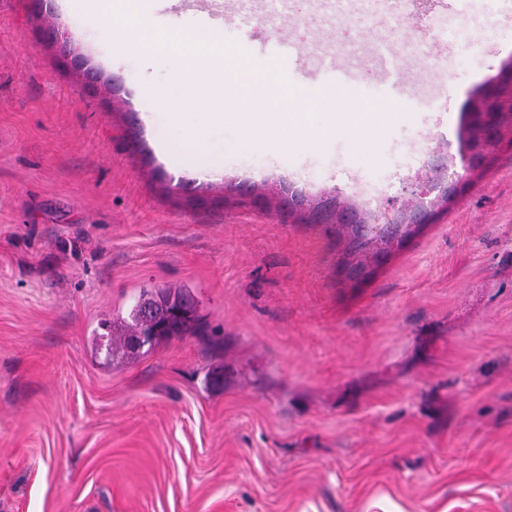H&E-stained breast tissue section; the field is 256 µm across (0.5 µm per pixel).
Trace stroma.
I'll return each instance as SVG.
<instances>
[{"label": "stroma", "instance_id": "obj_1", "mask_svg": "<svg viewBox=\"0 0 512 512\" xmlns=\"http://www.w3.org/2000/svg\"><path fill=\"white\" fill-rule=\"evenodd\" d=\"M363 0L289 15L379 101ZM101 17L0 0V512H512V126L435 223L359 274L317 223L406 198L433 157L461 171L477 89L512 60V0H464L404 54L394 113L286 158L173 176L139 88L179 61L117 58ZM58 34L49 42L48 31ZM91 69L85 84L76 67ZM454 96H447V86ZM188 288L204 332L112 356L142 290Z\"/></svg>", "mask_w": 512, "mask_h": 512}]
</instances>
